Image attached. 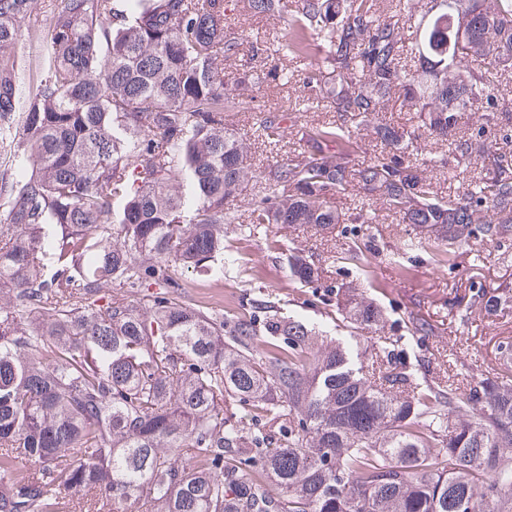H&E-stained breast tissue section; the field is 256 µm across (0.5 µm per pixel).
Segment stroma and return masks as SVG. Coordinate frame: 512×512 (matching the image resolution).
Instances as JSON below:
<instances>
[{"mask_svg": "<svg viewBox=\"0 0 512 512\" xmlns=\"http://www.w3.org/2000/svg\"><path fill=\"white\" fill-rule=\"evenodd\" d=\"M49 20L41 0H35L17 46L21 86H28L38 74L40 34ZM292 95L291 89L271 82L263 84L257 101L264 115L285 111L282 140L286 147L300 149L306 132L335 115L288 111ZM359 191L354 182L335 196L333 205L342 221L318 233L299 224L251 232L230 225L224 249L238 257V264L226 267L220 277L196 283L187 290L186 302L218 311H248L260 302H273L285 312L323 325L336 312L337 286L352 284L357 294L381 309L386 332L398 338L404 360L418 380H431L452 369L477 380L512 381V358L500 354L502 344L512 343V306L490 314L478 302L484 294L512 295V237L497 243L473 239L452 260L441 263L424 249L399 255L395 249L406 238L408 225L385 214L375 224L349 222ZM273 238L282 246L304 248L319 273L315 287L292 280L279 248L269 245ZM357 245L362 246L363 257L355 265L345 255Z\"/></svg>", "mask_w": 512, "mask_h": 512, "instance_id": "obj_1", "label": "stroma"}]
</instances>
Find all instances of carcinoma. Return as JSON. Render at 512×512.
Listing matches in <instances>:
<instances>
[{
    "label": "carcinoma",
    "instance_id": "1",
    "mask_svg": "<svg viewBox=\"0 0 512 512\" xmlns=\"http://www.w3.org/2000/svg\"><path fill=\"white\" fill-rule=\"evenodd\" d=\"M48 2L22 102L33 0H0V512H512V383L418 381L351 291L339 339L270 304L193 306L181 283L238 262L226 224L339 223L348 170L327 147L361 130L380 157L349 221L392 210L411 227L403 252L507 236L512 154L459 125L483 112L512 144V0H248L279 24L247 43L224 0ZM269 79L308 89L288 111L340 119L281 161L280 126L257 120L274 158L257 168L224 113L255 111ZM397 102L443 146L430 172L462 177V194L425 182L415 132L370 126ZM243 193L244 221L228 206ZM286 263L317 282L301 252ZM42 1L36 0L33 4L30 19L22 26L17 46L19 79L22 88H27L29 81L36 78L38 74L37 65L42 45L39 37L50 20V15L45 12Z\"/></svg>",
    "mask_w": 512,
    "mask_h": 512
}]
</instances>
